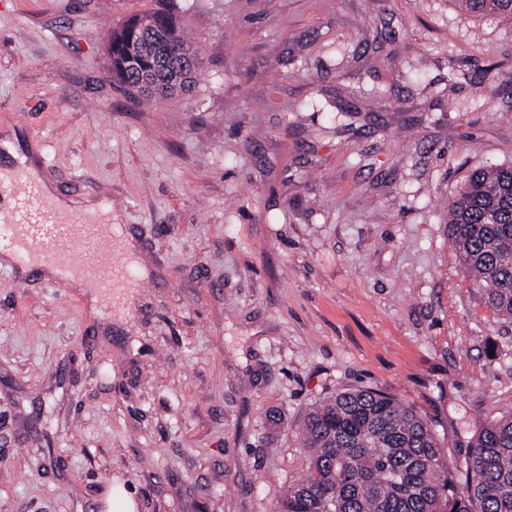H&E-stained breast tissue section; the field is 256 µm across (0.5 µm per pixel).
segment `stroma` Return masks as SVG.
Returning a JSON list of instances; mask_svg holds the SVG:
<instances>
[{"label": "stroma", "mask_w": 512, "mask_h": 512, "mask_svg": "<svg viewBox=\"0 0 512 512\" xmlns=\"http://www.w3.org/2000/svg\"><path fill=\"white\" fill-rule=\"evenodd\" d=\"M158 0H0V143L131 227L133 309L0 267V512H272L336 391H385L465 457L512 412V325L448 244L512 165V21L456 0H171L203 52L156 104L107 72ZM277 409L278 424L268 420ZM106 505L108 512H136L138 508V502L133 492L121 483L112 486Z\"/></svg>", "instance_id": "1"}]
</instances>
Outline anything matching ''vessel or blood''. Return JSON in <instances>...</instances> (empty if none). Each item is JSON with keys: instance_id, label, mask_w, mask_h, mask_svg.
Returning a JSON list of instances; mask_svg holds the SVG:
<instances>
[{"instance_id": "b4317fda", "label": "vessel or blood", "mask_w": 512, "mask_h": 512, "mask_svg": "<svg viewBox=\"0 0 512 512\" xmlns=\"http://www.w3.org/2000/svg\"><path fill=\"white\" fill-rule=\"evenodd\" d=\"M10 193L14 206L0 219V252L27 273L51 270L61 287L77 277L114 301L128 280L127 225L57 211L30 180H12Z\"/></svg>"}]
</instances>
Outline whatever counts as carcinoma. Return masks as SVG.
<instances>
[{"label": "carcinoma", "mask_w": 512, "mask_h": 512, "mask_svg": "<svg viewBox=\"0 0 512 512\" xmlns=\"http://www.w3.org/2000/svg\"><path fill=\"white\" fill-rule=\"evenodd\" d=\"M457 2L477 17L512 20V0ZM200 56L165 7L132 16L107 44L112 77L156 100L190 92ZM448 236L487 307L512 323V165L468 174L448 204ZM301 436L306 472L275 512H512V413L484 423L456 463L425 417L374 389L312 405Z\"/></svg>", "instance_id": "carcinoma-1"}]
</instances>
